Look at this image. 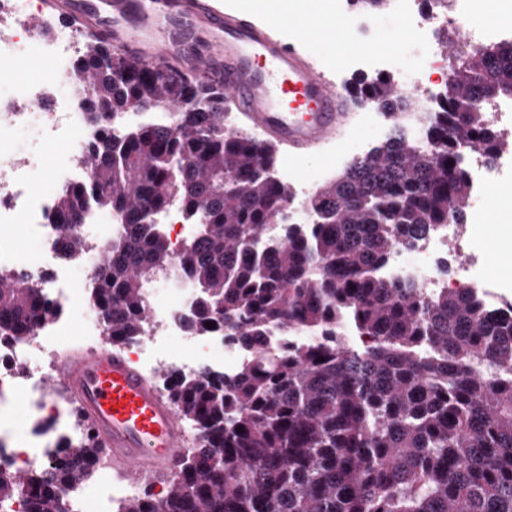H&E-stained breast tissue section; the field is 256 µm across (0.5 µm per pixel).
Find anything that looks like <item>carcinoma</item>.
<instances>
[{
	"mask_svg": "<svg viewBox=\"0 0 512 512\" xmlns=\"http://www.w3.org/2000/svg\"><path fill=\"white\" fill-rule=\"evenodd\" d=\"M75 80L89 88L87 182L63 187L50 213L65 255L81 258L89 203L115 212L112 256L91 299L113 345L141 335L146 288L172 255L161 227L170 198L196 224L178 263L195 285L189 325L212 322L253 352L233 379L168 370L166 391L198 433L164 496L120 512H512V312L473 291L425 297L379 273L400 243L424 238L469 205L456 145L505 148L478 101L512 98V42L448 52L449 87L435 96L423 148L400 122L393 78L361 80L355 99L391 122L387 139L308 199L314 221L268 234L295 190L270 175L274 146L228 123L220 88L83 35ZM179 105L174 121L120 134L122 112ZM49 312L30 278L0 271V336L22 340ZM278 329L311 339L280 350ZM347 329L367 338L354 350ZM243 427L238 431L237 427ZM91 438L64 442L50 465L0 462V503L66 512L97 456Z\"/></svg>",
	"mask_w": 512,
	"mask_h": 512,
	"instance_id": "1",
	"label": "carcinoma"
}]
</instances>
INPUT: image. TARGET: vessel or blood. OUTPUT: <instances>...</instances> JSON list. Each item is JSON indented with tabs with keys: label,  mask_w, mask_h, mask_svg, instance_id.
<instances>
[{
	"label": "vessel or blood",
	"mask_w": 512,
	"mask_h": 512,
	"mask_svg": "<svg viewBox=\"0 0 512 512\" xmlns=\"http://www.w3.org/2000/svg\"><path fill=\"white\" fill-rule=\"evenodd\" d=\"M52 15L144 62L176 61L179 72L215 83L244 119L294 149L335 136L349 96L306 54L275 35V20L224 12L210 0H44ZM100 458L126 478L173 469L188 445L174 405L117 347L75 344L56 366Z\"/></svg>",
	"instance_id": "obj_1"
}]
</instances>
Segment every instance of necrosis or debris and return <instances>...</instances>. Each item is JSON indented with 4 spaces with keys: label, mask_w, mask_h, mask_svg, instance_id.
Segmentation results:
<instances>
[{
    "label": "necrosis or debris",
    "mask_w": 512,
    "mask_h": 512,
    "mask_svg": "<svg viewBox=\"0 0 512 512\" xmlns=\"http://www.w3.org/2000/svg\"><path fill=\"white\" fill-rule=\"evenodd\" d=\"M448 4L445 11L426 14L418 0H388L391 15L417 29L424 68L405 74L398 57L388 52L346 56L337 61V70L402 77L406 85L422 90V111H433L432 75L448 72L447 58L434 48L436 31L453 27L471 47L483 46L504 35L512 37V28L475 22V0H448ZM0 9L6 14L5 20L0 21V71L24 57H39L52 64L47 82L20 91L0 86V244L21 222L28 224L38 242L33 257L0 247V269L24 272L38 282L52 309L33 335L17 341L0 337V402L20 401L28 415L26 437L0 428V456L7 457L16 469L33 472L50 463L64 440L83 434L63 401L48 392L45 381L58 358L59 338L67 334L75 317H83L89 336L96 337L104 331L102 315L87 299V287L91 274L105 264L120 226L111 222L109 214L90 211L78 228L87 244L82 263L65 257L59 233L48 214L52 199L62 187L87 179L84 156L89 92L74 79L78 45L72 33L62 29L50 41L27 37L24 0H0ZM57 141L68 142L69 149L56 166L48 188L42 191L33 183L38 168L35 147ZM467 158L470 179L478 188L475 201L486 200L491 186L502 177L512 176V154H499L492 165L482 154L472 151ZM476 231L473 224H454L428 238L398 245L381 273L392 280H412L427 295L440 288L470 289L480 295L488 308L512 310V294L480 275L486 258L472 247ZM146 296L149 316L143 334L125 346L140 361L186 374L197 372L203 365L228 378L251 362L249 349L225 340L222 334L187 329L185 319L193 305L194 288L179 264H172ZM106 485L111 486L112 494L100 500L97 512H118L125 499L144 490L157 498L162 495L147 478L136 486L113 479L111 463L98 460L88 481L67 492L70 512H84L87 494Z\"/></svg>",
    "instance_id": "obj_1"
}]
</instances>
